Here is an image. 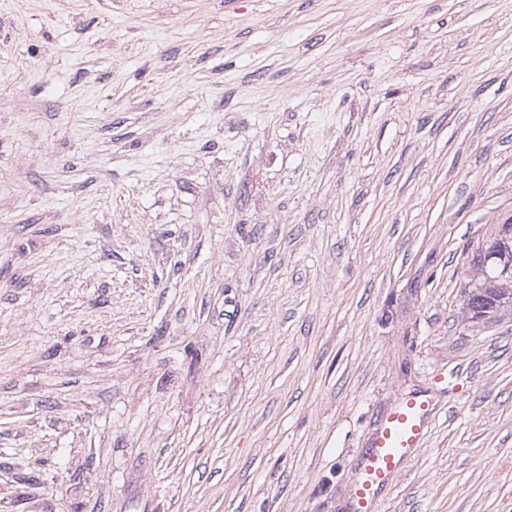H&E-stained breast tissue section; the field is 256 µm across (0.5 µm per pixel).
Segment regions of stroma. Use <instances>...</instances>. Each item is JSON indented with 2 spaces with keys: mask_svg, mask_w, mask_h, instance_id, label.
<instances>
[{
  "mask_svg": "<svg viewBox=\"0 0 512 512\" xmlns=\"http://www.w3.org/2000/svg\"><path fill=\"white\" fill-rule=\"evenodd\" d=\"M510 218L512 0H0V512H512ZM510 235V238H509ZM489 245L488 252L501 259L500 277L512 276V259L509 253H512L511 232L503 234L501 237L493 240ZM488 255L481 247L473 255L470 261V273L468 288H465L463 300V310L468 319L490 320L500 317L503 313L512 311V279L495 280L496 274L493 273V260L487 262ZM484 270V271H483ZM510 284V287H508ZM433 409L432 393L419 391L383 415L362 457L353 512H374L382 493L404 471L405 462L423 448Z\"/></svg>",
  "mask_w": 512,
  "mask_h": 512,
  "instance_id": "35a3bbf8",
  "label": "stroma"
}]
</instances>
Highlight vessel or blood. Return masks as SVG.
Segmentation results:
<instances>
[{
  "instance_id": "b4317fda",
  "label": "vessel or blood",
  "mask_w": 512,
  "mask_h": 512,
  "mask_svg": "<svg viewBox=\"0 0 512 512\" xmlns=\"http://www.w3.org/2000/svg\"><path fill=\"white\" fill-rule=\"evenodd\" d=\"M433 409L432 393L419 391L383 415L362 457L353 492L354 512H374L382 493L402 474L405 462L423 448Z\"/></svg>"
}]
</instances>
